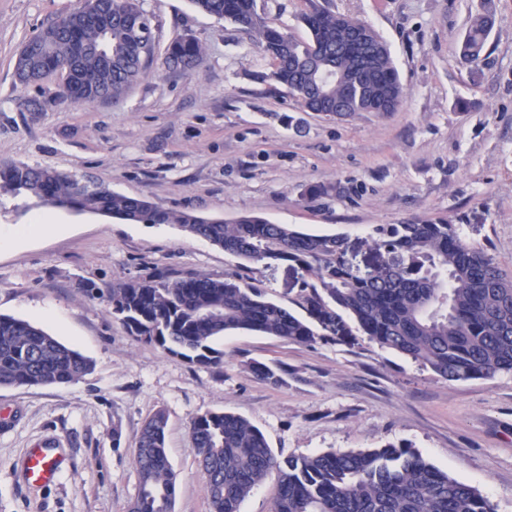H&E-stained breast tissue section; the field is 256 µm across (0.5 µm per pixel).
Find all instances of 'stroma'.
<instances>
[{
	"label": "stroma",
	"instance_id": "35a3bbf8",
	"mask_svg": "<svg viewBox=\"0 0 512 512\" xmlns=\"http://www.w3.org/2000/svg\"><path fill=\"white\" fill-rule=\"evenodd\" d=\"M295 38L317 6L356 18L390 45L406 92L400 111L326 117L260 81L269 60L234 25L190 0H142L156 41L146 76L118 104L51 102L24 112L13 67L24 41L76 0H0V160L52 167L155 205L233 219L257 215L305 233L358 241L377 224L413 219L459 225L512 276V0H493L497 24L479 76L456 41L481 0H257ZM193 33L201 65L167 67L177 35ZM479 109L462 112L458 100ZM333 185L310 198L313 183ZM51 213L57 231L0 247V314L29 321L93 362L78 381L0 387V512H127L139 492L135 440L156 411L168 416L174 512H211L192 419L227 410L247 418L275 454L410 445L436 468L512 512V372L449 382L366 336L291 342L238 330L217 339L219 367H203L130 336L111 308L79 284L163 271L223 277L239 261L173 224L45 210L0 197V229ZM250 282L290 305L305 273L253 266ZM278 362L274 384L250 362ZM61 459L58 480L21 476L27 449Z\"/></svg>",
	"mask_w": 512,
	"mask_h": 512
}]
</instances>
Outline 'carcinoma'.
<instances>
[{
  "label": "carcinoma",
  "instance_id": "1",
  "mask_svg": "<svg viewBox=\"0 0 512 512\" xmlns=\"http://www.w3.org/2000/svg\"><path fill=\"white\" fill-rule=\"evenodd\" d=\"M205 14L249 35L272 60L261 76L308 112L349 115L396 112L405 88L386 41L370 27L324 9L302 17L308 38L298 40L258 11L256 0H191ZM496 24L491 0L471 16L457 44L459 58L477 64L487 55ZM204 47L190 33L166 48V64L194 70ZM155 39L140 0H82L41 28L18 52L15 87L42 88L61 76L54 97L27 98L38 112L53 101L118 104L154 60ZM55 168L0 163V195L25 194L40 203L138 224H177L253 265L289 264L308 277L294 304L305 315L269 300L238 273L222 278L161 274L117 286L81 285L103 300L127 332L191 363L217 367L224 351L215 340L236 330L298 343L346 342L358 331L448 381L512 371V278L481 247L467 243L456 224L408 221L377 224L360 241L374 256L368 276L346 261L342 234H308L258 216L232 221L162 209L108 186ZM89 358L42 328L0 314V386L65 384L86 375ZM273 383L285 368L252 362ZM168 417L154 413L136 440L139 493L130 512H172L176 477L166 452ZM198 461L207 475L212 512L240 505L268 474H278L272 512H493L475 487L427 463L409 446L279 457L247 419L210 411L191 423Z\"/></svg>",
  "mask_w": 512,
  "mask_h": 512
}]
</instances>
